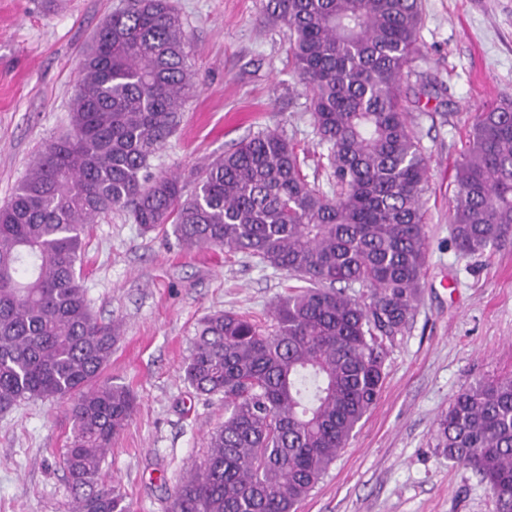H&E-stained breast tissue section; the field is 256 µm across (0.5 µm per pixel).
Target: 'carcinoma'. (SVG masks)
<instances>
[{
	"instance_id": "carcinoma-1",
	"label": "carcinoma",
	"mask_w": 512,
	"mask_h": 512,
	"mask_svg": "<svg viewBox=\"0 0 512 512\" xmlns=\"http://www.w3.org/2000/svg\"><path fill=\"white\" fill-rule=\"evenodd\" d=\"M288 28L331 192L296 146L257 133L185 178L150 161L194 91L189 39L172 0H129L78 63L71 131L48 144L0 207V411L66 400L62 457L73 512H131L104 483L112 441L135 411L98 380L115 323L97 321L78 266L88 225L112 210L188 249L258 258L302 282L272 325L232 312L198 329L184 370L220 397L224 422L178 485L172 512H297L377 402L385 340L408 326L426 265L428 158L401 85L421 47V0H264ZM452 242L465 255L512 234V96L477 108L455 167ZM369 289L365 303L349 294ZM436 447L475 469L512 512V377L469 383L437 421Z\"/></svg>"
}]
</instances>
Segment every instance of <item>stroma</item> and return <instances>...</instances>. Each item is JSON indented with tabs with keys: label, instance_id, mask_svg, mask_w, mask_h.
<instances>
[{
	"label": "stroma",
	"instance_id": "1",
	"mask_svg": "<svg viewBox=\"0 0 512 512\" xmlns=\"http://www.w3.org/2000/svg\"><path fill=\"white\" fill-rule=\"evenodd\" d=\"M124 0H0V205L45 147L70 128L77 65ZM191 41L195 93L151 160L188 174L258 131L275 129L307 153L326 184L308 97L289 64L286 27L262 0H174ZM421 52L410 85L439 96L411 113L428 157L427 263L409 327L388 344L386 378L327 475L298 512H496L470 467L440 455L438 417L475 380L512 377V241L464 256L451 241L454 164L477 106L512 94V0H422ZM80 265L93 314L119 323L102 381L127 386L136 411L105 469L132 512H170L182 477L207 455L224 420L217 399L183 379L204 317H266L286 272L220 248H183L112 211L89 225ZM68 406L28 401L0 413V512H71L62 465Z\"/></svg>",
	"mask_w": 512,
	"mask_h": 512
}]
</instances>
